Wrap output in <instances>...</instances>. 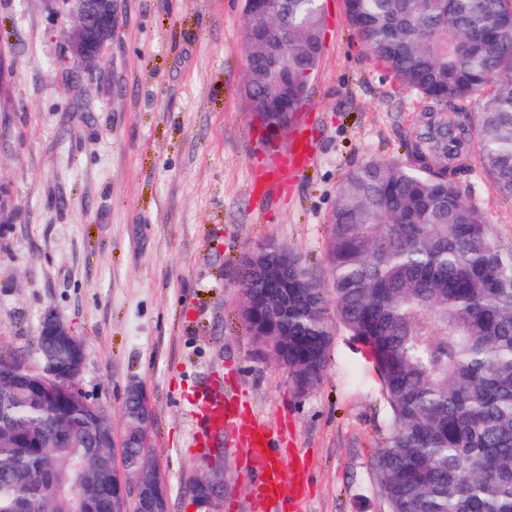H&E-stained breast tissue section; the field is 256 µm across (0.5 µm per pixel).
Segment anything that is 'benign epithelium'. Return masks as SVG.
Segmentation results:
<instances>
[{"instance_id":"1","label":"benign epithelium","mask_w":512,"mask_h":512,"mask_svg":"<svg viewBox=\"0 0 512 512\" xmlns=\"http://www.w3.org/2000/svg\"><path fill=\"white\" fill-rule=\"evenodd\" d=\"M46 9L56 17L70 19L72 27L66 31L59 45L56 62L72 66L82 73L90 70L102 58L115 33L118 0H43ZM243 12L250 16L266 17L270 22L262 28L249 31L247 39L260 46L272 57L278 58L288 40L287 0H243ZM256 76L245 77L247 102L265 111L262 123L271 138L291 129L288 125V85L275 84L256 97L253 90ZM41 333L46 345L40 349L42 377L50 379L60 391L58 402L80 390L77 384L85 365V351L81 340L52 313L45 314ZM66 356L68 367L59 370L58 359ZM124 410H131L139 422L134 439L123 436L116 441L112 425L104 423L96 432V442L103 448L135 446L140 449L139 471L130 476L123 465L104 463L99 467L98 481L92 485L72 488V496L82 505H90L102 492L110 493L112 512H170V492L151 449L149 430L152 411L147 392L142 385L132 382L127 386ZM224 472L212 468L193 487L196 500L208 512H222Z\"/></svg>"}]
</instances>
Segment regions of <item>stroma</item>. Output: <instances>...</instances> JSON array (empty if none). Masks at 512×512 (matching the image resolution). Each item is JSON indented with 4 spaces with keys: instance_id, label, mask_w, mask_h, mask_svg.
<instances>
[{
    "instance_id": "1",
    "label": "stroma",
    "mask_w": 512,
    "mask_h": 512,
    "mask_svg": "<svg viewBox=\"0 0 512 512\" xmlns=\"http://www.w3.org/2000/svg\"><path fill=\"white\" fill-rule=\"evenodd\" d=\"M42 0H0V352L38 365L54 313L82 339L79 384L123 429L126 388H145L153 453L171 512H206L191 494L203 461L224 469L223 512H251V477L230 436L193 445L186 405L229 392L279 424L280 458L303 456L306 512H388L373 456L390 407L364 349L339 321L323 380L297 394L238 317L244 254L273 241L330 291L329 217L344 173L407 160L423 104L378 64L324 0V50L302 119L310 165L265 196L268 160L244 92L241 0H120L111 45L66 85L63 30ZM462 194L512 249V201L480 170Z\"/></svg>"
}]
</instances>
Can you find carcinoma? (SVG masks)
I'll use <instances>...</instances> for the list:
<instances>
[{
	"label": "carcinoma",
	"mask_w": 512,
	"mask_h": 512,
	"mask_svg": "<svg viewBox=\"0 0 512 512\" xmlns=\"http://www.w3.org/2000/svg\"><path fill=\"white\" fill-rule=\"evenodd\" d=\"M344 0L349 24L379 63L429 103L452 111L425 123L413 161L368 158L349 169L329 218L326 260L334 314L370 353L391 408V433L373 469L389 512H512V250L466 200L447 170L476 161L512 200V0ZM322 0H288V96L299 111L321 62ZM247 67L283 71L244 45ZM485 92L481 111L462 105ZM288 267V310L270 298L252 259L238 288L249 332L276 355L292 385L316 389L332 342L323 291L301 258L272 248ZM40 372L0 356V512H69L63 491L97 479L100 413L57 403L49 388L20 392Z\"/></svg>",
	"instance_id": "obj_1"
}]
</instances>
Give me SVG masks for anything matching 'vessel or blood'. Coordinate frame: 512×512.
<instances>
[{
	"label": "vessel or blood",
	"mask_w": 512,
	"mask_h": 512,
	"mask_svg": "<svg viewBox=\"0 0 512 512\" xmlns=\"http://www.w3.org/2000/svg\"><path fill=\"white\" fill-rule=\"evenodd\" d=\"M267 152L275 175L266 181L265 189L273 194L280 190L284 181L298 176L312 158L314 146L308 128L296 125L288 141L270 143ZM187 410L196 426L195 444H203L206 438L219 436L227 430H238V443L255 470L253 494L269 512H277L285 503L290 504L293 512H300L297 468L283 466L273 451L271 432L262 422L253 418L245 427H238L237 406L208 391L188 399Z\"/></svg>",
	"instance_id": "obj_1"
}]
</instances>
